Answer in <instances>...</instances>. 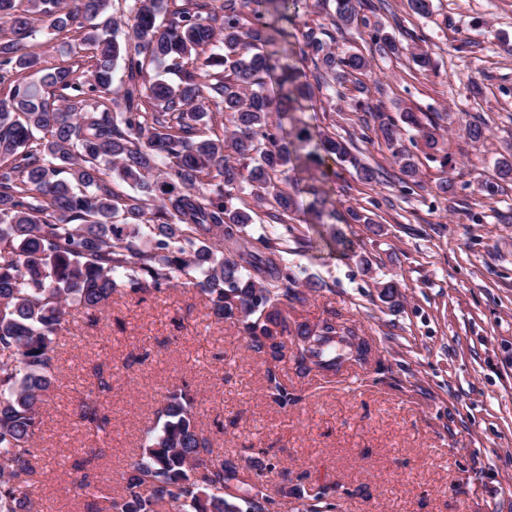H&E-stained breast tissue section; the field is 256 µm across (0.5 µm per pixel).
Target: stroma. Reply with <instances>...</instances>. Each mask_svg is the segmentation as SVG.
I'll use <instances>...</instances> for the list:
<instances>
[{"mask_svg":"<svg viewBox=\"0 0 512 512\" xmlns=\"http://www.w3.org/2000/svg\"><path fill=\"white\" fill-rule=\"evenodd\" d=\"M372 2L369 22L400 41L399 54H384L356 27L333 31L337 52L371 62L361 76L370 112L357 110L347 81L302 115L280 117L287 128L299 117L312 131L353 139L360 158L381 169L365 184L348 164H324L336 227L357 255H330L310 224L319 207L306 191L312 170H289L285 189L300 209L277 227L300 285H323L289 317L314 323L337 313L368 340L367 363L327 379L279 364L295 398L283 409L267 391L268 362L237 327L213 321L196 288L177 281L113 296L96 325L74 313L33 441L39 512H100L103 496L121 494L165 395L182 386L213 448L243 464L264 460L265 492L328 486V512H512V182L496 175L498 160L512 155V0H433L428 18L407 0ZM422 50L433 61L426 70L412 60ZM406 108L438 114L454 163L446 171L417 153L421 184L408 192L374 118ZM472 121L487 125L484 142L466 138ZM445 179L453 190L443 197L435 188ZM354 210L367 223L353 222ZM362 256L375 277L362 272ZM390 278L400 283L394 305L375 285ZM98 363L114 372L105 402L112 440L90 474L99 499L71 482L93 446L77 414Z\"/></svg>","mask_w":512,"mask_h":512,"instance_id":"obj_1","label":"stroma"}]
</instances>
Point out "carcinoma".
Instances as JSON below:
<instances>
[{
	"label": "carcinoma",
	"mask_w": 512,
	"mask_h": 512,
	"mask_svg": "<svg viewBox=\"0 0 512 512\" xmlns=\"http://www.w3.org/2000/svg\"><path fill=\"white\" fill-rule=\"evenodd\" d=\"M168 0H128L123 39L109 14L112 0H0V512H35L30 465L41 404L59 381L61 340L70 312L91 324L105 316L112 295L160 292L180 274L208 300L209 315L231 321L266 360L292 364L302 376L336 374L362 363L368 341L336 317L290 321L286 308L305 301L271 235L254 237L255 208L268 204L275 224L297 209L278 178L293 152L287 138L350 163L365 183L378 169L361 162L353 141L307 126L288 133L273 114L368 68L357 52L332 50L334 36L307 24L291 31L307 0H221L202 11L187 0L168 18ZM332 24L358 22L371 0H334ZM64 35L91 51V65L54 67L38 80L26 72L38 61L24 41ZM317 70L301 80L294 43ZM176 76L142 83L148 64ZM125 79L115 84L118 70ZM227 116L212 137L209 108ZM378 131L393 150L398 182L420 185L415 155L401 125L417 131L427 158L452 166L442 152L439 125L406 110L395 118L375 112ZM121 181L131 191L117 193ZM249 193L256 207L243 202ZM91 389L78 419L105 440L112 419L100 398L112 375L92 368ZM266 379L274 401L288 406V388L275 370ZM99 455L74 465L73 485L96 495L89 470ZM265 466L242 465L215 452L201 436L194 399L167 393L157 425L148 431L124 492L104 512H278L288 499L255 492Z\"/></svg>",
	"instance_id": "carcinoma-1"
}]
</instances>
